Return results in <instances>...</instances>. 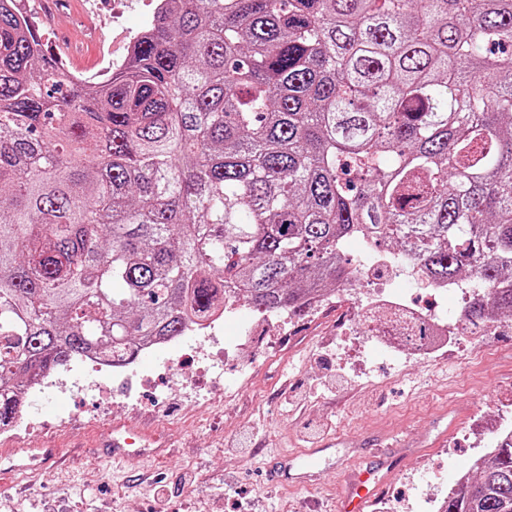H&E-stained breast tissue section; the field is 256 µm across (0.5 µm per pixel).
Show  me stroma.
I'll list each match as a JSON object with an SVG mask.
<instances>
[{"mask_svg": "<svg viewBox=\"0 0 512 512\" xmlns=\"http://www.w3.org/2000/svg\"><path fill=\"white\" fill-rule=\"evenodd\" d=\"M113 0H77L45 38L55 43L79 14L105 24L103 43L88 46L92 62L120 47L111 28ZM365 286L347 292L346 316L335 309L306 312L279 325L256 324L240 352L213 364L205 386L168 370V350L131 364L132 385L96 386L83 361L59 368L34 397L26 433L0 440V512H336L346 492L344 458L376 461V437L407 431L399 465L383 472L385 489L370 512H430L432 494L488 453L501 420L512 419V324L483 344L468 340L421 358L388 354L363 342L350 313L367 302ZM456 430L433 447L448 418ZM157 423L173 452L144 471L104 461L102 432L120 421ZM325 445L318 484L291 491L268 483L272 454ZM56 451L43 471L14 469L18 448Z\"/></svg>", "mask_w": 512, "mask_h": 512, "instance_id": "stroma-1", "label": "stroma"}]
</instances>
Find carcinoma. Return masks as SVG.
<instances>
[{"mask_svg":"<svg viewBox=\"0 0 512 512\" xmlns=\"http://www.w3.org/2000/svg\"><path fill=\"white\" fill-rule=\"evenodd\" d=\"M352 237L512 314V0H165L77 83L0 0V425L74 358L133 360L232 293L260 315L356 279ZM440 512H512V434ZM149 24L142 26L137 33L132 36L125 45L124 53L118 59H113L112 57L108 59L106 67L97 72L96 74L87 76L79 71H70L67 66L66 60L63 58L64 55L59 56L60 68L63 69L75 82H84L86 78H97V79H106L107 75L111 72L118 71L123 67L126 63L128 57L130 56L135 42L140 37L146 35L148 33ZM66 58V57H65Z\"/></svg>","mask_w":512,"mask_h":512,"instance_id":"obj_1","label":"carcinoma"}]
</instances>
